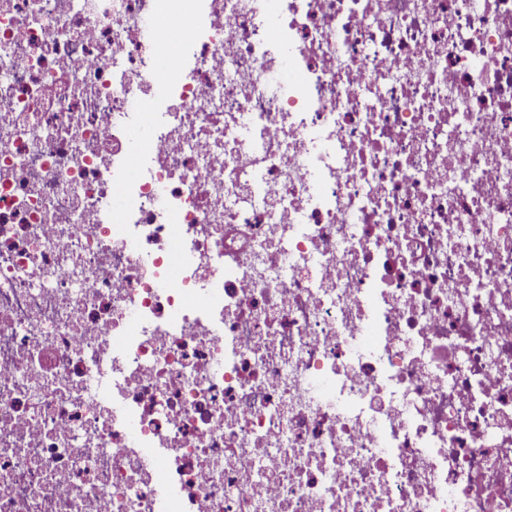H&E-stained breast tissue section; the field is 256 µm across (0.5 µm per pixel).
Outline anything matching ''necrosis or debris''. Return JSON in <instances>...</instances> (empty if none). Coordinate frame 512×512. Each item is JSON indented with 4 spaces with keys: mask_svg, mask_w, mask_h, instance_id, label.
<instances>
[{
    "mask_svg": "<svg viewBox=\"0 0 512 512\" xmlns=\"http://www.w3.org/2000/svg\"><path fill=\"white\" fill-rule=\"evenodd\" d=\"M0 512H512V0H0Z\"/></svg>",
    "mask_w": 512,
    "mask_h": 512,
    "instance_id": "4bbe7bcc",
    "label": "necrosis or debris"
}]
</instances>
